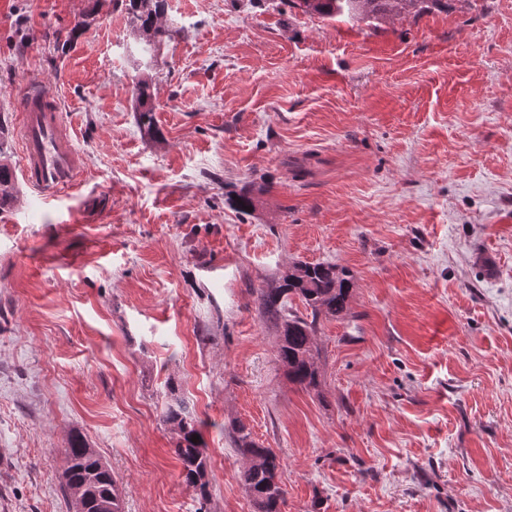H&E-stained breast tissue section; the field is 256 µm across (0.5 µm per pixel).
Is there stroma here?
<instances>
[{"instance_id": "stroma-1", "label": "stroma", "mask_w": 512, "mask_h": 512, "mask_svg": "<svg viewBox=\"0 0 512 512\" xmlns=\"http://www.w3.org/2000/svg\"><path fill=\"white\" fill-rule=\"evenodd\" d=\"M164 18L152 59L123 0H0L11 155L38 79L84 158L77 197L0 209V512H68L75 433L124 512H254L240 423L281 458L282 512H512V0L377 27L280 0ZM300 261L353 276L315 390L257 302ZM171 383L202 422L204 502ZM134 97L137 103V119L141 132L145 136L155 137L159 130L155 122L156 106L148 77L139 78L134 86ZM170 401L162 415V422L173 435L174 452L182 464L184 481L198 491L201 499L209 497V460L201 432V421L195 409L184 398L175 396L174 384H168ZM193 436H199L196 443Z\"/></svg>"}]
</instances>
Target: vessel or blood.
<instances>
[{"label":"vessel or blood","mask_w":512,"mask_h":512,"mask_svg":"<svg viewBox=\"0 0 512 512\" xmlns=\"http://www.w3.org/2000/svg\"><path fill=\"white\" fill-rule=\"evenodd\" d=\"M21 110L23 176L44 203L60 200L81 169V155L63 124L54 97L41 84L18 92Z\"/></svg>","instance_id":"obj_1"}]
</instances>
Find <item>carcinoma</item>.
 Listing matches in <instances>:
<instances>
[{"label":"carcinoma","mask_w":512,"mask_h":512,"mask_svg":"<svg viewBox=\"0 0 512 512\" xmlns=\"http://www.w3.org/2000/svg\"><path fill=\"white\" fill-rule=\"evenodd\" d=\"M456 0H286L289 7L324 20L345 17L369 25L379 24L396 16L415 17L431 13H448ZM134 32L150 53L160 46L170 30L165 28V0H127ZM137 119L141 132L155 137L159 130L155 122L156 106L151 81L139 78L134 86ZM18 197V187L10 173L8 153L0 147V203ZM352 288L350 273L334 263H297L288 274L259 293L263 317L279 330L277 359L287 369L288 379L306 389L320 386L317 349L314 347L320 316L339 317L348 309ZM296 295L311 308V319L287 312V299ZM170 401L162 422L173 435L174 452L182 464L184 481L194 487L201 498L209 497V460L204 441L200 439L201 421L195 409L176 395L174 383H168ZM199 440L192 441L193 437ZM232 442L247 460L241 479L248 491L255 512H281L284 501V470L280 459L270 448L257 444L240 424L233 432ZM60 488L69 505H74L73 491L86 494V512H123L122 493L110 466L90 448L79 434L72 436L64 449Z\"/></svg>","instance_id":"1"}]
</instances>
